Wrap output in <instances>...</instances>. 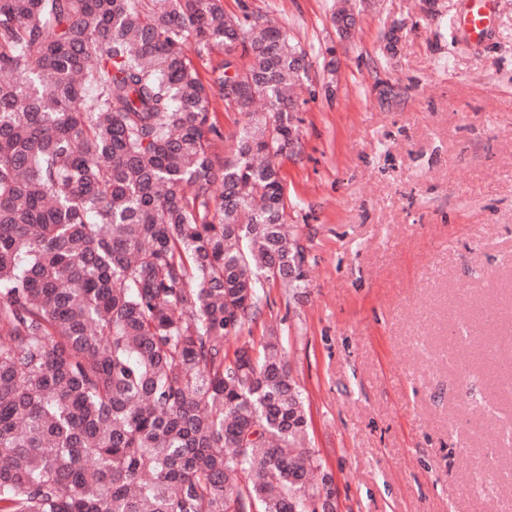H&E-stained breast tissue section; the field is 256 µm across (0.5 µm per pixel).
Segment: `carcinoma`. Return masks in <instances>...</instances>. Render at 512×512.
I'll use <instances>...</instances> for the list:
<instances>
[{"instance_id":"obj_1","label":"carcinoma","mask_w":512,"mask_h":512,"mask_svg":"<svg viewBox=\"0 0 512 512\" xmlns=\"http://www.w3.org/2000/svg\"><path fill=\"white\" fill-rule=\"evenodd\" d=\"M307 72L221 0H0V512H316L280 338L226 347L263 281L307 287L276 163ZM209 115L210 122L220 129L223 136L222 139L214 141L213 151L224 160L232 153L234 136L243 125L245 116L219 95L212 98Z\"/></svg>"}]
</instances>
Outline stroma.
I'll return each instance as SVG.
<instances>
[{
  "label": "stroma",
  "mask_w": 512,
  "mask_h": 512,
  "mask_svg": "<svg viewBox=\"0 0 512 512\" xmlns=\"http://www.w3.org/2000/svg\"><path fill=\"white\" fill-rule=\"evenodd\" d=\"M301 42L299 146L278 162L308 284L267 282L234 346L275 330L338 512H512V0H222ZM229 157L245 117L213 97ZM462 359L465 374L452 369ZM466 12L460 18V24L476 36L482 35L488 17L502 0H468Z\"/></svg>",
  "instance_id": "1"
}]
</instances>
